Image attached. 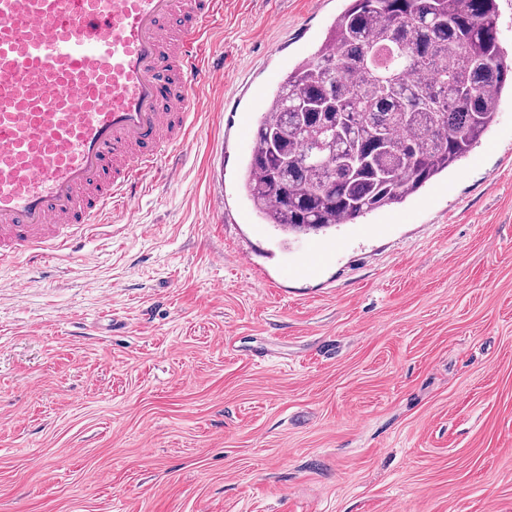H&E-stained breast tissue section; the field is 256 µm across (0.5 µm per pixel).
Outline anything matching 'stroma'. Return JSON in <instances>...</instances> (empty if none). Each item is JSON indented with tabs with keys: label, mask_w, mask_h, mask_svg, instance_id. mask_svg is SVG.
I'll return each mask as SVG.
<instances>
[{
	"label": "stroma",
	"mask_w": 512,
	"mask_h": 512,
	"mask_svg": "<svg viewBox=\"0 0 512 512\" xmlns=\"http://www.w3.org/2000/svg\"><path fill=\"white\" fill-rule=\"evenodd\" d=\"M346 4L224 0L177 178L43 273L0 263V512H512V94L355 223L285 237L240 190L225 130Z\"/></svg>",
	"instance_id": "1"
}]
</instances>
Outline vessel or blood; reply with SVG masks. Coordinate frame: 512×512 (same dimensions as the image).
Listing matches in <instances>:
<instances>
[{
  "mask_svg": "<svg viewBox=\"0 0 512 512\" xmlns=\"http://www.w3.org/2000/svg\"><path fill=\"white\" fill-rule=\"evenodd\" d=\"M224 0H0V260L72 250L175 177Z\"/></svg>",
  "mask_w": 512,
  "mask_h": 512,
  "instance_id": "1",
  "label": "vessel or blood"
}]
</instances>
